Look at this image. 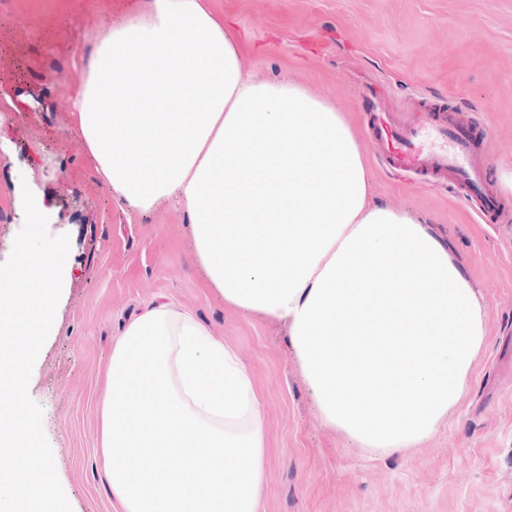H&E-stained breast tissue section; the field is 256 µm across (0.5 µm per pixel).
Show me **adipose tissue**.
<instances>
[{"instance_id": "ef3b65f1", "label": "adipose tissue", "mask_w": 512, "mask_h": 512, "mask_svg": "<svg viewBox=\"0 0 512 512\" xmlns=\"http://www.w3.org/2000/svg\"><path fill=\"white\" fill-rule=\"evenodd\" d=\"M80 65L72 111L98 174L139 211L184 208L208 289L287 326L324 423L369 457L431 438L471 389L486 305L428 224L375 200L336 106L245 80L209 0H148ZM107 385L118 512H260L263 402L234 347L154 305Z\"/></svg>"}]
</instances>
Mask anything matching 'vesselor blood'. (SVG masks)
<instances>
[{"instance_id": "b4317fda", "label": "vessel or blood", "mask_w": 512, "mask_h": 512, "mask_svg": "<svg viewBox=\"0 0 512 512\" xmlns=\"http://www.w3.org/2000/svg\"><path fill=\"white\" fill-rule=\"evenodd\" d=\"M375 80L363 85V110L374 151L389 170L409 178L451 180L465 196L478 202L481 218L500 208V198L479 159L481 146L471 118L447 114L424 97L412 100L409 110L387 111Z\"/></svg>"}]
</instances>
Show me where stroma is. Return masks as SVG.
Masks as SVG:
<instances>
[{"mask_svg": "<svg viewBox=\"0 0 512 512\" xmlns=\"http://www.w3.org/2000/svg\"><path fill=\"white\" fill-rule=\"evenodd\" d=\"M148 0H0V262L24 224L23 188L70 237L71 265L29 393L73 512H114L98 403L112 346L150 303L194 314L233 345L263 399L261 512H512V0H210L252 80L289 79L335 105L360 142L364 112L349 73H374L386 106L416 95L470 110L499 186L494 223L445 185L399 180L375 156L384 204L430 224L487 307L488 346L469 397L420 447L370 458L319 417L284 324L225 305L188 252L180 206L138 212L89 159L70 98L87 49Z\"/></svg>", "mask_w": 512, "mask_h": 512, "instance_id": "1", "label": "stroma"}]
</instances>
